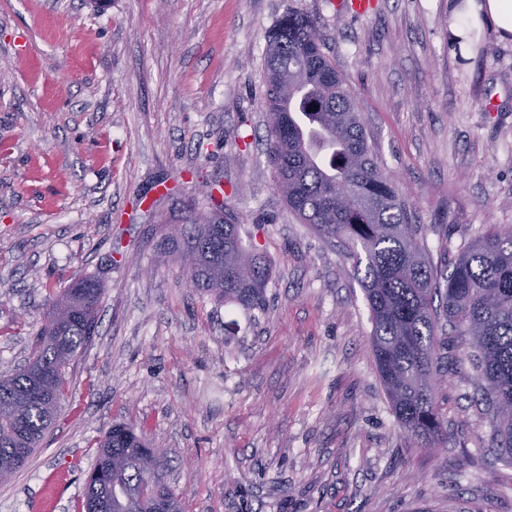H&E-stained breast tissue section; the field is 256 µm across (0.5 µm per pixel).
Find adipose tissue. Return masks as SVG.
I'll return each mask as SVG.
<instances>
[{"instance_id":"adipose-tissue-1","label":"adipose tissue","mask_w":512,"mask_h":512,"mask_svg":"<svg viewBox=\"0 0 512 512\" xmlns=\"http://www.w3.org/2000/svg\"><path fill=\"white\" fill-rule=\"evenodd\" d=\"M487 25L512 35V0H448V30L459 49H467L470 29Z\"/></svg>"}]
</instances>
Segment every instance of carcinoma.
<instances>
[{"instance_id": "cac0c4a2", "label": "carcinoma", "mask_w": 512, "mask_h": 512, "mask_svg": "<svg viewBox=\"0 0 512 512\" xmlns=\"http://www.w3.org/2000/svg\"><path fill=\"white\" fill-rule=\"evenodd\" d=\"M269 114L265 146L288 209L325 239L356 247L371 316L370 344L400 425L422 448L447 442L433 400L439 321L471 337L469 357L485 382L487 414L500 455L512 460V230L469 245L437 281L424 256L422 228L412 223L374 148L350 88L325 53L315 18L285 12L266 35ZM200 222L196 203L183 206L160 253L182 263L194 290L220 305L260 308L269 283L265 254L245 242L225 205ZM103 289L79 277L52 302L35 351L16 373L0 377V466L13 471L40 447L66 397L64 370L92 339ZM54 375L47 401L31 394L33 372ZM150 448L133 428L115 425L100 445L85 484L83 512H150L152 499L181 500L140 465Z\"/></svg>"}]
</instances>
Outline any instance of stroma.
Segmentation results:
<instances>
[{"label":"stroma","instance_id":"35a3bbf8","mask_svg":"<svg viewBox=\"0 0 512 512\" xmlns=\"http://www.w3.org/2000/svg\"><path fill=\"white\" fill-rule=\"evenodd\" d=\"M317 19L378 162L437 272L512 226V42L460 53L448 0H0V375L23 366L52 292L104 287L42 447L0 512H81L113 423L164 449L183 512H512L469 337L437 330L447 433L395 418L348 249L289 213L265 154V35ZM498 109H482L488 94ZM219 182L271 267L262 309L189 288L156 245Z\"/></svg>","mask_w":512,"mask_h":512}]
</instances>
